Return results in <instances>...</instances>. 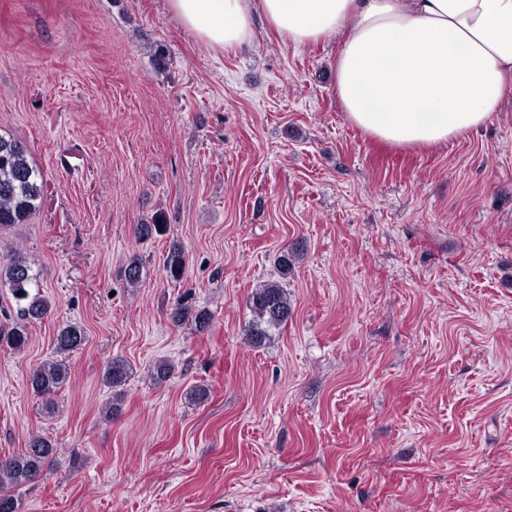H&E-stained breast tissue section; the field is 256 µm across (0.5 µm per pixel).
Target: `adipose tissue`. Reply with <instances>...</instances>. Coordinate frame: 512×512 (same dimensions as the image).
Masks as SVG:
<instances>
[{"instance_id": "adipose-tissue-1", "label": "adipose tissue", "mask_w": 512, "mask_h": 512, "mask_svg": "<svg viewBox=\"0 0 512 512\" xmlns=\"http://www.w3.org/2000/svg\"><path fill=\"white\" fill-rule=\"evenodd\" d=\"M213 47L239 50L265 21L288 44L334 36L347 121L393 148L476 131L512 99V0H168Z\"/></svg>"}]
</instances>
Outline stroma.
<instances>
[{"label":"stroma","mask_w":512,"mask_h":512,"mask_svg":"<svg viewBox=\"0 0 512 512\" xmlns=\"http://www.w3.org/2000/svg\"><path fill=\"white\" fill-rule=\"evenodd\" d=\"M339 44L261 22L218 51L167 0H0V135L44 182L0 252L50 305L0 350V456L57 450L19 512H512V103L391 149L345 118ZM277 280L291 314L252 347L249 297ZM181 301L209 326L174 323ZM70 323L49 410L29 374ZM83 329L74 324H69L59 330L55 337L56 351L61 354L70 353L78 349L84 342Z\"/></svg>","instance_id":"1"}]
</instances>
